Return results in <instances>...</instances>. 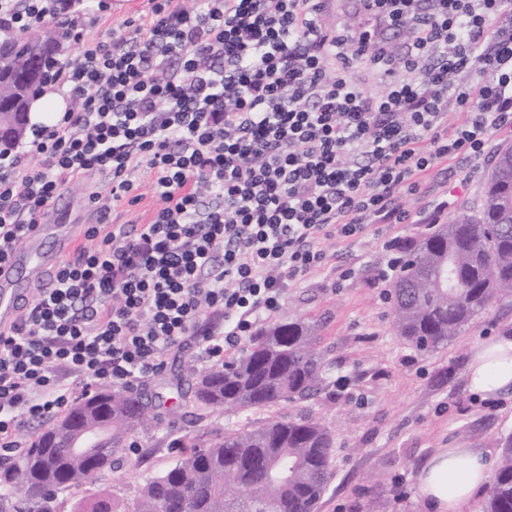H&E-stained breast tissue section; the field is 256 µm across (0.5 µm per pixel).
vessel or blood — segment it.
<instances>
[{
  "instance_id": "1",
  "label": "vessel or blood",
  "mask_w": 512,
  "mask_h": 512,
  "mask_svg": "<svg viewBox=\"0 0 512 512\" xmlns=\"http://www.w3.org/2000/svg\"><path fill=\"white\" fill-rule=\"evenodd\" d=\"M71 212L69 203L57 200L55 223L37 225L26 239V250L0 266V331L10 326L17 310L27 301L29 280L50 287L63 250L75 238V227L69 222Z\"/></svg>"
}]
</instances>
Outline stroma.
I'll list each match as a JSON object with an SVG mask.
<instances>
[{"label":"stroma","instance_id":"obj_1","mask_svg":"<svg viewBox=\"0 0 512 512\" xmlns=\"http://www.w3.org/2000/svg\"><path fill=\"white\" fill-rule=\"evenodd\" d=\"M145 7L144 0H125L111 13L87 15L83 35L108 39L124 21L138 19ZM509 145L512 130L505 129L493 135L479 160L439 162L418 196L403 201L414 223H378L358 240L327 242L328 262L288 288L275 319L302 317L321 327L327 385L315 398L231 417L206 414L194 404V351L172 350L165 373L135 388L144 401L156 405L158 430L134 433L136 453L121 451L119 464L95 483L59 494V512H71L76 500L103 489L132 502L146 477L175 462L176 445L186 436L212 438L232 422L250 427L306 413L335 435L334 476L319 512H425L418 477L432 454L468 448L496 460V439L512 434V399H476L465 386V373L478 343L512 330V298L494 304L447 348L422 354L396 335L390 286L374 279L387 260L382 249L386 238L415 243L428 235L432 215L445 224L477 214L494 156ZM345 271L350 277L344 281L340 275ZM372 472L384 475L383 488L369 487L366 477Z\"/></svg>","mask_w":512,"mask_h":512}]
</instances>
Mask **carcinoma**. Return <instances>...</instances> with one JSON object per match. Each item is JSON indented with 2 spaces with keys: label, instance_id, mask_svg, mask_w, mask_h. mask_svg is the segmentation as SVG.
Instances as JSON below:
<instances>
[{
  "label": "carcinoma",
  "instance_id": "1",
  "mask_svg": "<svg viewBox=\"0 0 512 512\" xmlns=\"http://www.w3.org/2000/svg\"><path fill=\"white\" fill-rule=\"evenodd\" d=\"M63 32L0 38V149L23 138L28 106L44 71L58 62ZM396 334L424 353L448 346L489 308L512 297V146L499 150L480 214L440 224L407 253L392 284ZM318 325L276 321L251 337L240 355L198 371L200 410L233 415L316 396L325 383ZM94 418L112 444L89 454L43 446L56 426L33 435L24 457L0 464V512H55L58 494L92 482L112 468L116 448L137 431L156 427L152 409L131 390H111ZM334 435L311 416L224 430L215 439H189L187 452L145 479L132 507L112 493L83 499L72 512H318L332 478ZM501 449L481 512H512V435Z\"/></svg>",
  "mask_w": 512,
  "mask_h": 512
}]
</instances>
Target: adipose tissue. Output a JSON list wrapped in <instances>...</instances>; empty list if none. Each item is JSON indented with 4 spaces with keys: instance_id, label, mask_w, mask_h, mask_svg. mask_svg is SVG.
<instances>
[{
    "instance_id": "adipose-tissue-1",
    "label": "adipose tissue",
    "mask_w": 512,
    "mask_h": 512,
    "mask_svg": "<svg viewBox=\"0 0 512 512\" xmlns=\"http://www.w3.org/2000/svg\"><path fill=\"white\" fill-rule=\"evenodd\" d=\"M466 385L478 399L512 398V333L482 344L473 354ZM491 466L466 448H443L429 458L419 475V492L428 512H463L490 480Z\"/></svg>"
}]
</instances>
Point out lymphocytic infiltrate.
Listing matches in <instances>:
<instances>
[{"instance_id":"lymphocytic-infiltrate-1","label":"lymphocytic infiltrate","mask_w":512,"mask_h":512,"mask_svg":"<svg viewBox=\"0 0 512 512\" xmlns=\"http://www.w3.org/2000/svg\"><path fill=\"white\" fill-rule=\"evenodd\" d=\"M83 3L0 0V34L62 20L77 50L46 84L80 102L31 149L0 151V265L84 177L109 175L113 204L134 206L144 171L156 205L114 224L89 193L83 245L0 332L4 460L77 396L160 376L172 348L223 363L326 263L324 241L405 223L400 197L437 161L479 159L512 129V0H361L351 32L321 25L317 0H147L109 41L83 39ZM354 59L384 76L380 92ZM452 106L465 118L450 129Z\"/></svg>"}]
</instances>
